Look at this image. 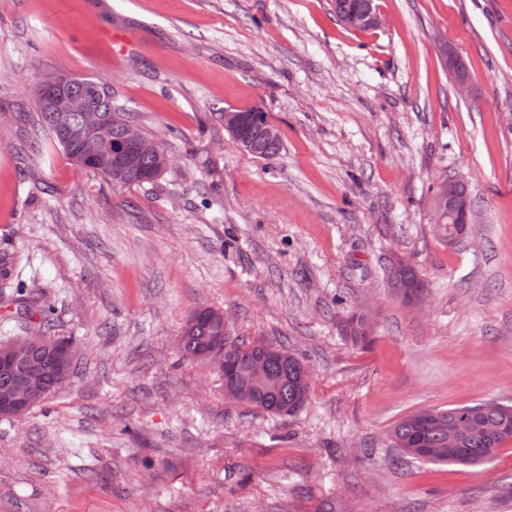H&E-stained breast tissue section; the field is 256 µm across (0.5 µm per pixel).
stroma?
<instances>
[{"label": "stroma", "mask_w": 512, "mask_h": 512, "mask_svg": "<svg viewBox=\"0 0 512 512\" xmlns=\"http://www.w3.org/2000/svg\"><path fill=\"white\" fill-rule=\"evenodd\" d=\"M0 0V343L64 337L69 379L0 418V512H512V439L433 465L390 428L427 408L512 406V0ZM452 51L471 77L459 90ZM107 84L173 159L115 186L48 147L43 75ZM263 107L282 148L240 150ZM452 177L473 222L432 224ZM425 281L401 304L389 259ZM310 372L297 413L224 398L182 361L194 309ZM376 313L369 345L343 326ZM342 23L352 30H360L368 26L376 28L380 24V17L377 10L374 13L373 11H367L353 5L343 16ZM368 29L369 28H364L361 30L366 31Z\"/></svg>", "instance_id": "35a3bbf8"}]
</instances>
